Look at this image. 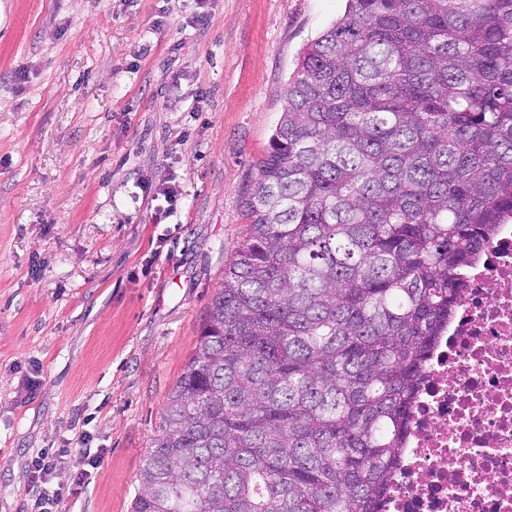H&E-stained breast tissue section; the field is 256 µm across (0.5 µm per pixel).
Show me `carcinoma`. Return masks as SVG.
Listing matches in <instances>:
<instances>
[{
    "label": "carcinoma",
    "mask_w": 512,
    "mask_h": 512,
    "mask_svg": "<svg viewBox=\"0 0 512 512\" xmlns=\"http://www.w3.org/2000/svg\"><path fill=\"white\" fill-rule=\"evenodd\" d=\"M131 512H383L512 221V0H346L300 52Z\"/></svg>",
    "instance_id": "carcinoma-1"
}]
</instances>
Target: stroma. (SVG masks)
<instances>
[{"label":"stroma","instance_id":"35a3bbf8","mask_svg":"<svg viewBox=\"0 0 512 512\" xmlns=\"http://www.w3.org/2000/svg\"><path fill=\"white\" fill-rule=\"evenodd\" d=\"M344 0H0V512H131L302 46ZM172 178L170 213L145 183ZM69 449L60 448L57 451L39 450L32 455L30 460V472L32 492V512H59L65 500L77 495L82 485L83 476L86 473H78L70 484L58 483L56 487L51 485L57 472L66 463ZM80 475V476H79Z\"/></svg>","mask_w":512,"mask_h":512}]
</instances>
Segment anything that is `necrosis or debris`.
Wrapping results in <instances>:
<instances>
[{
	"mask_svg": "<svg viewBox=\"0 0 512 512\" xmlns=\"http://www.w3.org/2000/svg\"><path fill=\"white\" fill-rule=\"evenodd\" d=\"M437 340L386 512H512V225H498Z\"/></svg>",
	"mask_w": 512,
	"mask_h": 512,
	"instance_id": "1",
	"label": "necrosis or debris"
}]
</instances>
